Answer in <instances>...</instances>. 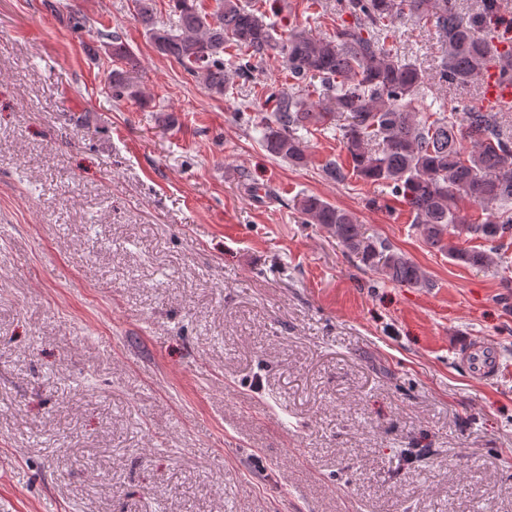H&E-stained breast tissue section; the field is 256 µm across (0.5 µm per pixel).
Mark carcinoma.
Wrapping results in <instances>:
<instances>
[{"mask_svg":"<svg viewBox=\"0 0 512 512\" xmlns=\"http://www.w3.org/2000/svg\"><path fill=\"white\" fill-rule=\"evenodd\" d=\"M133 19L155 51L175 60L212 96L227 95L237 78H248L271 59L288 74V91L272 84L258 99V111L243 102L237 115L261 133L273 157L294 166L308 163V136L331 132L342 144L346 163L328 160L324 175L336 182L354 176L381 183L408 207L411 224L430 247L455 264L483 268L500 242L512 237V136L503 132L500 112L472 107L462 120L445 111L428 115L415 101L429 82L463 86L479 79L492 62L493 40L512 33L499 0H478L461 14L456 0H336L339 15L352 18L321 36L286 5L288 25L266 21L252 0H134ZM425 21L435 28L442 52L432 72L386 45L398 18ZM106 56L120 66L110 73L116 101L141 96L134 81L140 62L118 34L99 33ZM486 213L468 223L459 201ZM296 209L305 224H320L336 236L345 253L364 269L391 283L422 285L418 267L401 251L365 235L353 215L315 195H302ZM481 239L483 248L464 247L462 238Z\"/></svg>","mask_w":512,"mask_h":512,"instance_id":"obj_1","label":"carcinoma"}]
</instances>
